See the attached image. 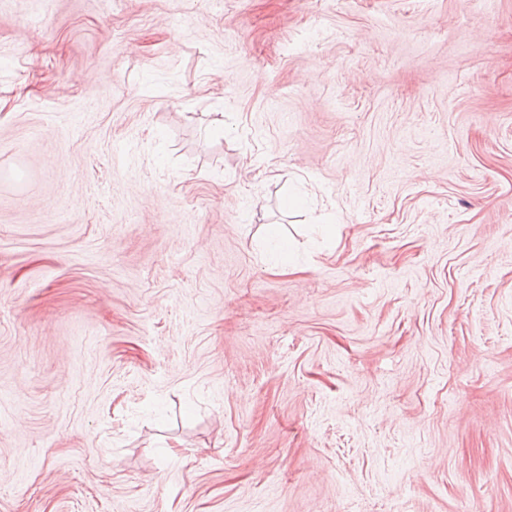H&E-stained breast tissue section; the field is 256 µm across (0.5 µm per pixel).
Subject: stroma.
Listing matches in <instances>:
<instances>
[{
    "instance_id": "1",
    "label": "stroma",
    "mask_w": 512,
    "mask_h": 512,
    "mask_svg": "<svg viewBox=\"0 0 512 512\" xmlns=\"http://www.w3.org/2000/svg\"><path fill=\"white\" fill-rule=\"evenodd\" d=\"M0 512H512V0H0Z\"/></svg>"
}]
</instances>
